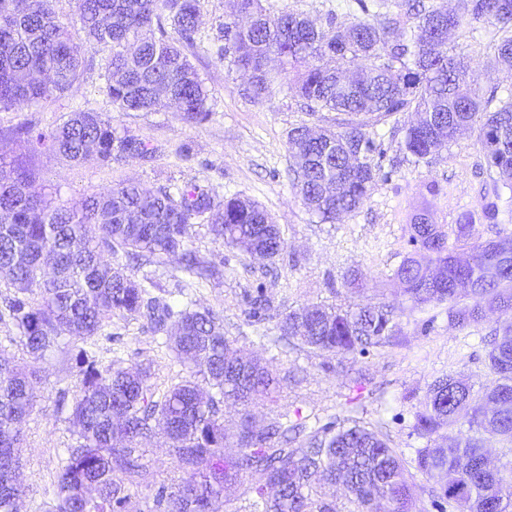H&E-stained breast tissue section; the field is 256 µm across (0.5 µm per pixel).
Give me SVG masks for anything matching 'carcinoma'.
Wrapping results in <instances>:
<instances>
[{"label":"carcinoma","instance_id":"carcinoma-1","mask_svg":"<svg viewBox=\"0 0 512 512\" xmlns=\"http://www.w3.org/2000/svg\"><path fill=\"white\" fill-rule=\"evenodd\" d=\"M349 18L330 11L318 26L262 0H227L221 55L255 75L248 92L262 102L281 73L296 71L287 86L313 116L334 112L337 131L309 127L288 132L296 161L293 184L309 211L334 224L370 197L383 154L369 128L399 112L417 119L404 127L403 149L416 160L441 151L460 132L479 128L478 142L491 176V192L475 210L443 230L429 212L413 217L415 252L395 272L417 305L448 304V320L464 327L486 311L512 309V233L471 242L475 225L498 224L502 190L512 202V93L482 97L464 59L448 54V37L471 22L493 27L490 65L512 70V0H459L448 10L430 0H354ZM80 28L57 19L52 0H0V111L22 108L71 91L83 73L82 50L108 47L105 91L120 112H153L170 104L182 119L207 120L210 90L186 49L198 32V0H76ZM377 17V22L368 20ZM352 85L342 95L336 77ZM33 148H48L74 163L149 159L146 140L112 127L109 118L76 111L46 134L30 124L13 130ZM36 171L0 153V277L16 288L6 309L34 359L67 341L79 382L69 406L79 427L56 475L48 512H137L135 495L150 483L148 512H212L213 501L239 478H250L245 512H337L323 487H345L349 512H413L403 461L374 430L333 417L312 426L282 421L263 426L250 408L269 398L290 375L279 377L259 359L231 353L223 316L154 295L150 279L137 281L129 265L105 263L102 254L128 259L179 258L178 270L206 283L222 276L192 247L194 225L250 258L274 264L284 249L279 227L256 202L219 197L209 186L161 187L128 182L53 206L32 191ZM467 282L471 288H460ZM248 319L269 317L263 285L248 295ZM468 298L471 303H463ZM119 313L144 321L168 346L187 376L156 396L151 368L103 366L82 344ZM394 308L306 304L280 315L281 338L316 352L366 355L395 336ZM487 368L495 386L475 391L453 373L435 380L413 431L431 439L467 417V433L446 448L426 445L415 463L444 475L441 498L457 512H512V471L490 465L486 444L512 446V327L489 342ZM34 371L0 353V512H17V480L24 427L33 410ZM241 407L228 436L223 408ZM160 425L179 469L180 483L149 480L143 440ZM232 440L237 453H224Z\"/></svg>","mask_w":512,"mask_h":512}]
</instances>
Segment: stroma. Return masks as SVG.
I'll list each match as a JSON object with an SVG mask.
<instances>
[{"label":"stroma","instance_id":"stroma-1","mask_svg":"<svg viewBox=\"0 0 512 512\" xmlns=\"http://www.w3.org/2000/svg\"><path fill=\"white\" fill-rule=\"evenodd\" d=\"M199 9V30L188 57L211 92L206 122L186 123L171 108L116 111L103 91L110 51L89 45L84 49V72L77 89L35 105L0 111V152L30 162L38 173L37 191L55 205L133 180L150 190L190 183L211 186L221 195L241 196L262 206L285 240L274 266L226 248L199 226L193 231L192 245L201 257L223 262V278L197 285L179 272L173 257L133 268L134 277H151L175 299H192L198 306L223 313L224 332L241 353L272 361L282 372L300 368L301 384L283 385L276 398L252 407L258 423L280 414L292 423L331 416L358 420L376 430L403 460L414 491V512H455L436 504L438 478L414 463L417 449L425 445L413 431L415 414L430 386L443 375L457 374L477 389L493 384L485 365L483 338L512 325V310L488 312L482 321L462 328L449 321L447 305L414 306L394 272L413 251L409 234L415 213L430 211L435 223L448 225L479 204L489 173L477 131L458 136L439 154L418 162L400 150L401 128L409 123L410 113H399L378 125L384 156L370 198L339 222L319 223L292 186L287 133L301 124L317 130L335 128V113L309 116L301 112L299 97L278 86L260 103L246 96L244 79L220 53L225 0H199ZM450 48L469 60L480 95L494 91L502 97L512 92V73L492 70L487 50L468 30L457 32ZM74 111L107 115L117 130L156 146L154 158H129L109 166L93 159L75 164L53 152L31 151L11 137L12 129L22 123L55 129ZM182 145L190 148L191 158H180L177 149ZM432 182L439 184L440 194L428 193ZM260 284L266 286L277 313L307 303L393 305L397 341L364 357L325 358L304 346L274 345L275 320L258 324L245 315L246 295ZM13 292V286L0 278V347L18 366L37 369L41 377L24 428L19 475L24 493L18 512H47L57 471L68 448L74 446L77 431L69 411L59 409L57 400L60 391H75L78 375L68 347L42 360L23 349L20 333L5 309V300ZM86 348L104 366L151 364L157 392L178 379L180 365L161 338L123 316L106 319L100 335L88 341ZM358 369L368 375L360 387L350 380Z\"/></svg>","mask_w":512,"mask_h":512}]
</instances>
